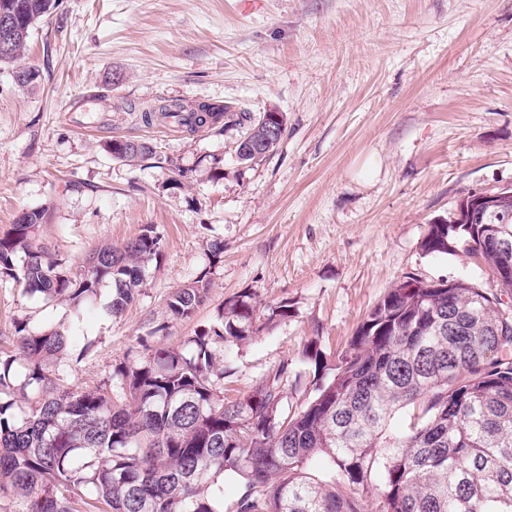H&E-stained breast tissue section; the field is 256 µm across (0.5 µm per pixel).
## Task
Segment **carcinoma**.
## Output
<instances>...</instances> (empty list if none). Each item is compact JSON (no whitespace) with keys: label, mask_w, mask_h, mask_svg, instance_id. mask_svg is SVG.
Masks as SVG:
<instances>
[{"label":"carcinoma","mask_w":512,"mask_h":512,"mask_svg":"<svg viewBox=\"0 0 512 512\" xmlns=\"http://www.w3.org/2000/svg\"><path fill=\"white\" fill-rule=\"evenodd\" d=\"M18 19L17 42L0 51V65L19 67L31 31L51 0H0ZM207 112L164 100L141 111L150 125L175 117L189 132L224 121L244 130L237 148L256 136L260 116L228 105ZM117 159L153 155L142 145ZM495 204L480 224L455 219L430 225L427 254H466L487 264L494 288L512 293V263L487 242L512 241V188L491 191ZM45 208L23 212L0 236V274L27 293L76 304L112 284L111 315L121 314L159 261L154 227L121 248L93 251L92 272L76 278L61 269L39 227ZM201 275L168 299L171 319L194 316L207 298ZM497 294L468 279L426 282L407 276L368 313L348 348L329 365L311 341L305 358L329 381L295 415L283 400L301 374L279 366L250 392L224 399L228 370L215 368L213 345L250 339L259 307L244 294L224 305L218 321L195 331L183 347H160L136 364L113 369L126 402L112 388L74 389L49 377L47 362L70 332L16 327L14 355L0 356V498L21 500L26 512H512V311ZM29 390L28 410L15 414L18 369ZM242 492L224 501V476Z\"/></svg>","instance_id":"cac0c4a2"}]
</instances>
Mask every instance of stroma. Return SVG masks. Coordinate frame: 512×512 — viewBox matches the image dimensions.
<instances>
[{"label":"stroma","instance_id":"35a3bbf8","mask_svg":"<svg viewBox=\"0 0 512 512\" xmlns=\"http://www.w3.org/2000/svg\"><path fill=\"white\" fill-rule=\"evenodd\" d=\"M22 64L37 83L0 70V235L50 208L40 234L71 276L144 225L163 239L117 316L109 285L77 306L0 277V350L19 323L70 329L67 383L105 386L116 363L183 344L238 295L288 303L246 344L215 346L217 364L235 368L234 398L285 363L313 378L310 339L337 357L405 276L489 283L464 250L428 255L421 243L459 198L512 188V0H59ZM160 99L274 108L286 133L244 166L239 131L148 128L126 109ZM121 138L155 153L117 160L106 145ZM203 274L207 300L170 320L171 293ZM163 322L166 335L140 346Z\"/></svg>","mask_w":512,"mask_h":512}]
</instances>
